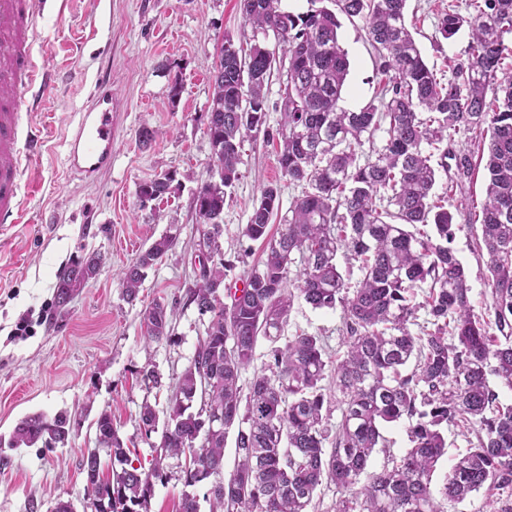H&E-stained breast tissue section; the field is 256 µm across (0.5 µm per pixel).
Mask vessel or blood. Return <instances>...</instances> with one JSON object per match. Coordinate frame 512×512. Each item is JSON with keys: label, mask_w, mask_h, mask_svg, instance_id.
I'll return each instance as SVG.
<instances>
[{"label": "vessel or blood", "mask_w": 512, "mask_h": 512, "mask_svg": "<svg viewBox=\"0 0 512 512\" xmlns=\"http://www.w3.org/2000/svg\"><path fill=\"white\" fill-rule=\"evenodd\" d=\"M47 0H0V223L27 221L23 193L38 183H24L25 164L44 144L37 115L23 111L20 96L34 85H48L52 68L39 62L31 34ZM111 91H98L79 117L68 140L67 168L87 178L112 168Z\"/></svg>", "instance_id": "vessel-or-blood-1"}]
</instances>
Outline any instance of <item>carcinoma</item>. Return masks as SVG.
<instances>
[{
	"label": "carcinoma",
	"instance_id": "1",
	"mask_svg": "<svg viewBox=\"0 0 512 512\" xmlns=\"http://www.w3.org/2000/svg\"><path fill=\"white\" fill-rule=\"evenodd\" d=\"M469 2L472 17L450 10L440 19L444 38L464 25L472 38V58L451 61L443 84L406 26V0H308L307 11L297 14L283 10L281 0H240L254 44L242 54L224 38L207 113L214 173L194 196L198 246L211 259L220 252L240 144L266 124L264 89L276 63L265 44L269 38L288 59L277 162L304 191L270 236L280 187L262 188L244 235L262 241L265 258L244 272L231 303H224V263L212 261L195 273L188 302L211 319L168 400L149 471L133 466L112 414L98 416L99 445L83 457L94 512H147L153 480L167 478L166 459L187 458L196 442V456L181 469V512H199L193 489L224 469L234 426L238 463L229 478L211 483L210 512H309L317 491L331 484L340 494L333 512H445V504L483 489L512 491V404L501 403L497 391L512 390V68L503 67L512 56L505 44L512 34V0ZM341 15L365 18L379 69L391 74L378 103L356 112L340 106L349 72L338 38ZM380 129L384 145L362 156L365 139ZM462 129L489 136L486 200L475 244L489 258L492 302L480 313L453 248L454 216L432 201L437 168L453 172L459 189L474 175V152L451 144ZM171 181L166 173L143 183L141 201L164 196ZM419 224L433 225L434 234L413 232ZM174 241L160 237L121 272L128 299L136 298L147 270ZM341 254L359 262L354 283L351 272L340 269ZM100 265L92 252L67 266L57 277V306L65 307ZM423 288L424 301L417 303L416 290ZM297 298L314 309L341 308L346 352L336 361L315 334L278 345ZM420 309L432 329L416 336L410 325ZM142 325L150 341L171 336L167 306L145 308ZM261 337L270 343L268 361L245 393L240 375ZM412 361L414 371L402 375ZM328 370L341 412L334 425L324 410ZM210 411L224 413V429L201 442ZM139 418L145 434L155 432L151 405L141 407ZM403 418L410 447L392 466L369 470L375 448L385 442L381 428ZM459 423L475 429L477 445L450 467L436 496L431 482L448 445L445 430ZM69 434L66 415L49 422L35 414L16 425L9 447L64 444ZM103 447L120 465L110 479L102 477Z\"/></svg>",
	"mask_w": 512,
	"mask_h": 512
}]
</instances>
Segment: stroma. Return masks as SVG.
I'll return each instance as SVG.
<instances>
[{"label": "stroma", "mask_w": 512, "mask_h": 512, "mask_svg": "<svg viewBox=\"0 0 512 512\" xmlns=\"http://www.w3.org/2000/svg\"><path fill=\"white\" fill-rule=\"evenodd\" d=\"M468 0H408L406 23L437 79L447 81L448 63L471 55L468 29L446 39L438 31L442 15L455 8L468 15ZM39 58L49 62L54 82L27 95L31 111L42 113L48 142L24 179L40 184L28 201L31 223L0 231V453L10 459L0 469V512H53L61 501L74 512H89L85 449L94 447V422L112 415L118 437L150 466L159 434L139 426L143 404L165 415L167 397L190 364L210 320L187 301L198 254L194 193L208 179L212 149L206 115L213 87L211 73L225 38L249 47L253 31L239 0H68L64 12L47 5L38 20ZM339 41L350 62L344 105L359 110L376 100L384 81L366 40L363 18L342 19ZM112 91L115 130L112 169L89 183L66 169V131L92 94L96 80ZM180 94H172L173 80ZM155 133L151 144L141 129ZM173 180L163 198L141 201V184L161 174ZM278 184L282 207L301 195L283 177L276 145L265 136L245 140L238 179L224 203L221 257L226 284L235 285L262 253L260 242L244 236L264 185ZM485 170L477 168L463 190L449 191L439 173L435 193H448L446 208L458 226L453 243L463 264L475 308L491 300L488 256L475 251L469 217L484 198ZM176 237L173 247L149 270L135 301H127L120 271L156 239ZM96 251L102 264L65 313L54 305L56 275L76 257ZM174 312L167 339L147 341L143 310L153 300ZM28 335H14L21 319ZM342 313L312 308L296 299L285 336H322L328 352L343 355ZM154 369L160 388L145 384L139 372ZM70 418L66 444L12 448L8 440L23 418L40 414Z\"/></svg>", "instance_id": "obj_1"}]
</instances>
